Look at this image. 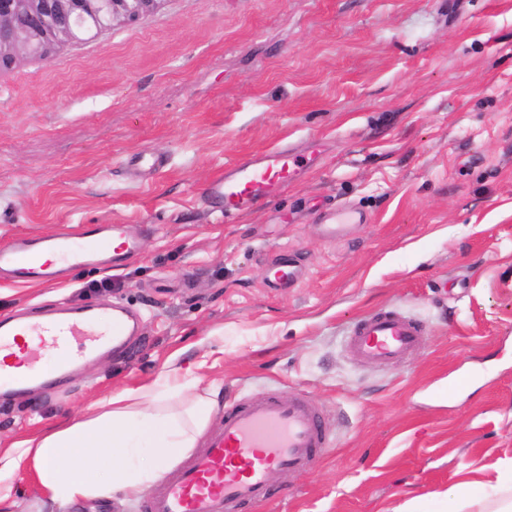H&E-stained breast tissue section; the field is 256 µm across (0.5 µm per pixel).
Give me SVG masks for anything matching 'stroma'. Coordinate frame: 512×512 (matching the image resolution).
I'll return each mask as SVG.
<instances>
[{
  "instance_id": "35a3bbf8",
  "label": "stroma",
  "mask_w": 512,
  "mask_h": 512,
  "mask_svg": "<svg viewBox=\"0 0 512 512\" xmlns=\"http://www.w3.org/2000/svg\"><path fill=\"white\" fill-rule=\"evenodd\" d=\"M285 145L312 159L296 180L212 209L225 166ZM146 152L166 167H137ZM343 206L365 222L328 234ZM85 224L130 226L140 254L0 277V316L118 304L140 329L0 406L1 447L174 361L216 390L210 426L301 393L331 429L243 512H450L449 487L512 481V0H164L0 72V242ZM280 262L294 285L270 279ZM378 310L424 325L421 349L351 354Z\"/></svg>"
}]
</instances>
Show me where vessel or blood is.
I'll use <instances>...</instances> for the list:
<instances>
[{"label":"vessel or blood","mask_w":512,"mask_h":512,"mask_svg":"<svg viewBox=\"0 0 512 512\" xmlns=\"http://www.w3.org/2000/svg\"><path fill=\"white\" fill-rule=\"evenodd\" d=\"M302 169L298 155L279 148L251 156L225 169L207 191L224 213L242 212L288 186ZM140 250V240L124 224H87L80 238L70 233L18 236L0 246V272L18 283L51 282L62 268H78L111 255L120 265ZM132 327L129 315L115 307L86 305L42 315L0 317V392L31 389L40 372L14 360L13 348L34 333L61 349L63 366L85 362L119 344ZM424 341L416 324L390 311L362 317L347 347L372 362L409 357ZM330 437L315 406L305 397L256 399L224 410V423L211 430L201 452L146 496L142 512H237L245 503L272 499L271 477L308 469L324 455Z\"/></svg>","instance_id":"vessel-or-blood-1"}]
</instances>
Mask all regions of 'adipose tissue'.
Instances as JSON below:
<instances>
[{"instance_id":"adipose-tissue-1","label":"adipose tissue","mask_w":512,"mask_h":512,"mask_svg":"<svg viewBox=\"0 0 512 512\" xmlns=\"http://www.w3.org/2000/svg\"><path fill=\"white\" fill-rule=\"evenodd\" d=\"M178 369L113 394L108 411L87 409L67 426L0 448V512H12L16 481L34 472L49 512L79 502L127 499L159 480L193 448L214 408L188 396Z\"/></svg>"}]
</instances>
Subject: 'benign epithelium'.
<instances>
[{"label":"benign epithelium","mask_w":512,"mask_h":512,"mask_svg":"<svg viewBox=\"0 0 512 512\" xmlns=\"http://www.w3.org/2000/svg\"><path fill=\"white\" fill-rule=\"evenodd\" d=\"M164 0H0V61L12 68L46 44L80 39L157 10Z\"/></svg>","instance_id":"7a95c632"}]
</instances>
